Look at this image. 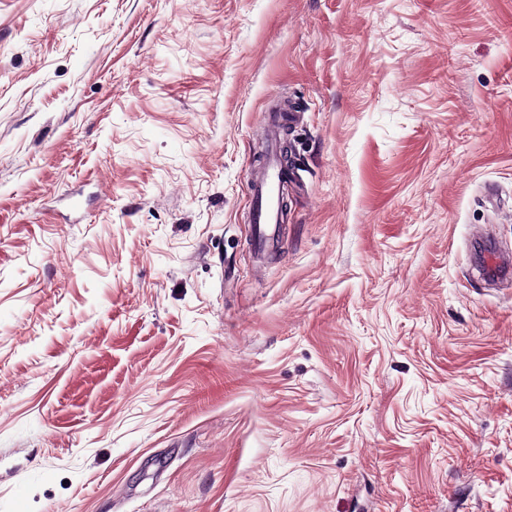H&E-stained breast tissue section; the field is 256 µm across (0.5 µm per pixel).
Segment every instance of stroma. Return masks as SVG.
<instances>
[{"label": "stroma", "instance_id": "35a3bbf8", "mask_svg": "<svg viewBox=\"0 0 512 512\" xmlns=\"http://www.w3.org/2000/svg\"><path fill=\"white\" fill-rule=\"evenodd\" d=\"M477 224L512 251V0H0V512H512ZM282 121L280 112L268 114L263 156L248 169L252 241L258 255L274 241L278 224L285 220L280 148Z\"/></svg>", "mask_w": 512, "mask_h": 512}]
</instances>
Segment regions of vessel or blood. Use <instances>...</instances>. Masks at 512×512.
<instances>
[{
    "label": "vessel or blood",
    "instance_id": "1",
    "mask_svg": "<svg viewBox=\"0 0 512 512\" xmlns=\"http://www.w3.org/2000/svg\"><path fill=\"white\" fill-rule=\"evenodd\" d=\"M280 113H269L266 122L264 153L248 169L252 222V241L256 252H264L274 241L279 224L285 220L282 206L283 172Z\"/></svg>",
    "mask_w": 512,
    "mask_h": 512
}]
</instances>
